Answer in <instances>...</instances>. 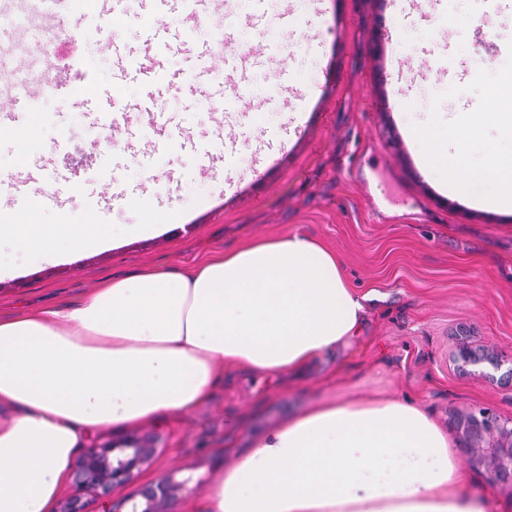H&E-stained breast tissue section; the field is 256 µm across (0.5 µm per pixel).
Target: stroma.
<instances>
[{"label":"stroma","mask_w":512,"mask_h":512,"mask_svg":"<svg viewBox=\"0 0 512 512\" xmlns=\"http://www.w3.org/2000/svg\"><path fill=\"white\" fill-rule=\"evenodd\" d=\"M310 0H234L223 20L229 46L250 49L241 78L252 99L225 112L220 94L185 83L205 41L187 15L165 18L174 47L152 83L112 85V43L145 53L142 20L114 26L95 10L82 55L92 87L37 99L32 115L46 147L18 162V143L0 137V172L26 171L47 187L66 183L67 203L25 205L36 224H149L177 210L156 234L118 232L102 250L31 266L15 255L0 279V312L76 305L102 281L145 267L178 270L258 236H310L339 256L345 278L371 294L357 334L326 351L290 382L229 371L185 416L138 427L158 454L137 482L172 478L182 512L232 463L227 444L247 447L306 411L331 402L401 399L423 410L467 456L458 414L487 409L512 417V379L463 373L452 361L460 337L512 359V212L475 207L443 190L459 160L449 130L484 111L512 82V0H324L319 27L306 26ZM496 45L489 56L487 45ZM490 63L480 78L470 67ZM130 106L113 146L73 168L74 151L53 133L88 135L109 125L113 101ZM512 153V119L482 126L468 161Z\"/></svg>","instance_id":"obj_1"}]
</instances>
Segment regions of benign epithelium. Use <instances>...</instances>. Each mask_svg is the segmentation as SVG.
Here are the masks:
<instances>
[{
	"mask_svg": "<svg viewBox=\"0 0 512 512\" xmlns=\"http://www.w3.org/2000/svg\"><path fill=\"white\" fill-rule=\"evenodd\" d=\"M462 371L488 364L500 369L503 360L484 347H474L462 341L456 354ZM457 433L468 442L466 463L485 467L496 484L512 487V418L501 420L487 410L461 416L456 422ZM158 448L152 436H132L116 446L104 442L86 449L71 473V494L58 512H86V496L109 505L106 512H166L167 504L176 497L179 485L162 479L144 486L134 498H114L116 490L131 484L144 470L151 467ZM129 510H123V507Z\"/></svg>",
	"mask_w": 512,
	"mask_h": 512,
	"instance_id": "obj_1",
	"label": "benign epithelium"
}]
</instances>
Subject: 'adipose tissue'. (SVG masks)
<instances>
[{"label":"adipose tissue","mask_w":512,"mask_h":512,"mask_svg":"<svg viewBox=\"0 0 512 512\" xmlns=\"http://www.w3.org/2000/svg\"><path fill=\"white\" fill-rule=\"evenodd\" d=\"M512 209V155L442 180ZM105 224L0 223L33 264L99 248ZM365 301L335 252L260 236L178 272L103 282L74 307L0 315V512H53L93 433L186 415L228 368L299 374L357 335ZM446 434L412 403L331 402L256 436L186 512H489Z\"/></svg>","instance_id":"ef3b65f1"}]
</instances>
